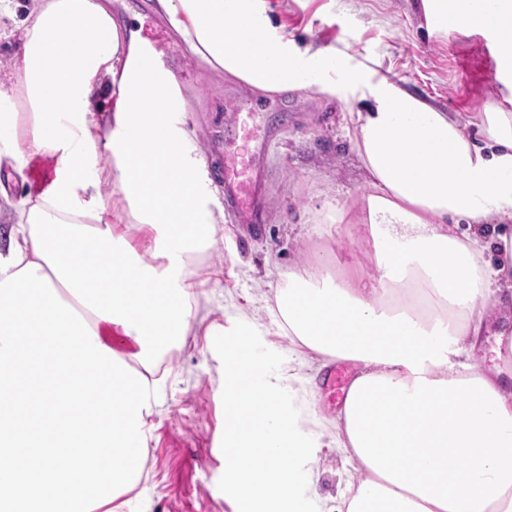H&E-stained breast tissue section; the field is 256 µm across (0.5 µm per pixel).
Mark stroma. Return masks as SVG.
Returning <instances> with one entry per match:
<instances>
[{
    "mask_svg": "<svg viewBox=\"0 0 512 512\" xmlns=\"http://www.w3.org/2000/svg\"><path fill=\"white\" fill-rule=\"evenodd\" d=\"M154 0H109L113 14L138 29L167 58L186 101V128L209 172L217 147L255 152L265 174L263 222L255 229L225 213L216 249L196 258L197 302L207 317L159 370L157 405L148 419L143 478L122 512H232L224 498V362L231 346L208 340L248 330L312 436V490L330 507L353 473L331 444L340 402L313 384L317 364L280 333L265 301L281 270L319 254L326 266L372 272L373 242L362 225L337 223L336 209H357L364 174L346 137V108L308 90L260 93L208 71L153 9ZM416 0H268L289 36L373 61L406 91L467 121L512 95L497 79L494 39L485 32L428 36Z\"/></svg>",
    "mask_w": 512,
    "mask_h": 512,
    "instance_id": "1",
    "label": "stroma"
}]
</instances>
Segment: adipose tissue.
I'll use <instances>...</instances> for the list:
<instances>
[{"instance_id": "ef3b65f1", "label": "adipose tissue", "mask_w": 512, "mask_h": 512, "mask_svg": "<svg viewBox=\"0 0 512 512\" xmlns=\"http://www.w3.org/2000/svg\"><path fill=\"white\" fill-rule=\"evenodd\" d=\"M156 8L211 70L263 93L338 95L348 110L374 273L341 278L315 259L283 272L273 304L321 367H359L336 417L355 475L331 512H512V110L489 106L467 132L373 66L289 38L266 0ZM418 9L428 35H493L512 77V0ZM0 14L20 42L0 169L21 182L25 148L57 158L51 189L24 198L1 237L0 512H98L142 479L145 372L195 325L186 259L216 247L224 208L173 72L107 0H41L20 20L0 0ZM105 90L114 105L101 112ZM106 185L123 201L113 225ZM491 330L487 367L474 353ZM224 403L235 512H315L311 439L249 344L225 364Z\"/></svg>"}]
</instances>
